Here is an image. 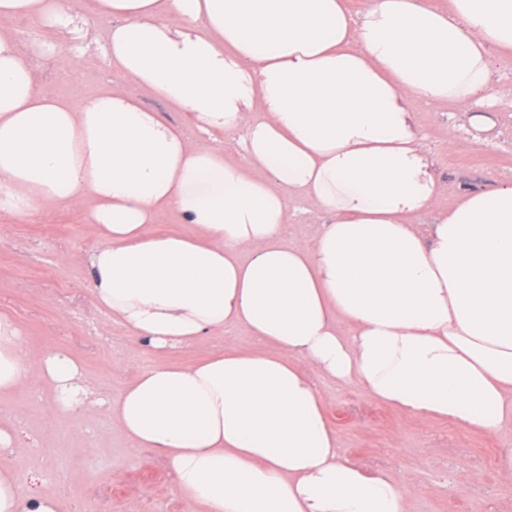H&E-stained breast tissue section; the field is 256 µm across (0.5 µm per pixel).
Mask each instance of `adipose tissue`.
<instances>
[{"instance_id":"1","label":"adipose tissue","mask_w":512,"mask_h":512,"mask_svg":"<svg viewBox=\"0 0 512 512\" xmlns=\"http://www.w3.org/2000/svg\"><path fill=\"white\" fill-rule=\"evenodd\" d=\"M67 0H0V16L70 23ZM112 69L207 135L115 90L71 104L37 88L56 43L0 29V213L65 207L100 239L81 260L93 304L138 343L180 347L228 324L255 346L139 373L96 396L68 354L41 370L60 411L107 412L166 459L206 512H406L410 486L344 457L314 375L354 382L410 420L499 434L512 423V178L440 210L415 102L460 111L512 53V0H93ZM187 122V123H188ZM326 223L287 243L288 200ZM196 236L158 235L162 209ZM433 224H416L421 213ZM350 334H342V325ZM0 313V395L27 376ZM0 512H62L0 466Z\"/></svg>"}]
</instances>
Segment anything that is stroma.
<instances>
[{
    "label": "stroma",
    "instance_id": "obj_1",
    "mask_svg": "<svg viewBox=\"0 0 512 512\" xmlns=\"http://www.w3.org/2000/svg\"><path fill=\"white\" fill-rule=\"evenodd\" d=\"M112 26L97 19L91 31L57 37L67 63L40 59L43 94L77 101L109 88L141 96L149 109L172 121L182 113L141 95L112 71L99 42ZM474 113L488 118L475 126L447 104L415 106L424 149L445 191L440 207L466 192L512 177V98L479 101ZM98 242L80 210L44 209L23 217L0 215V312L22 330L29 373L12 395L0 397V425L15 426L20 440L0 462L20 482L36 481L56 495L64 512H175L183 498L163 456L129 447L119 426L103 411L79 408L60 413L52 389L40 375L41 362L64 351L81 366L94 389L120 398L141 371L165 362L189 365L235 347L254 344L242 326L209 332L179 348L149 349L119 323L105 325L92 303L90 272L78 257ZM328 420L348 458L368 473L404 479L414 491L408 512H512V425L495 436L466 430L444 419L408 420L397 408L374 401L358 384L316 380Z\"/></svg>",
    "mask_w": 512,
    "mask_h": 512
}]
</instances>
